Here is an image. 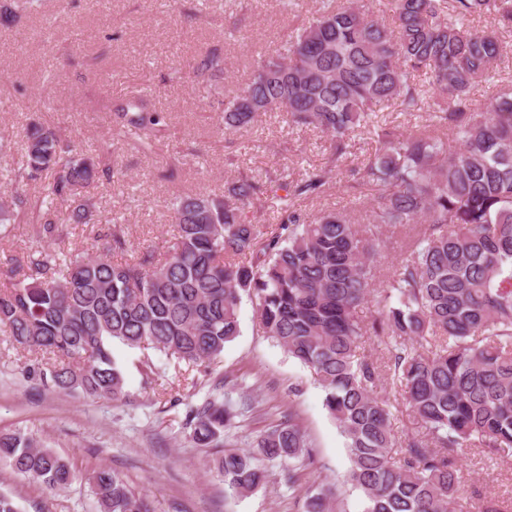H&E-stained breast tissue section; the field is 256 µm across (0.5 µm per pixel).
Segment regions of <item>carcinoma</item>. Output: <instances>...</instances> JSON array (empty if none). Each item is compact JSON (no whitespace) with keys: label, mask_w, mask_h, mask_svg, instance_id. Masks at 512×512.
Here are the masks:
<instances>
[{"label":"carcinoma","mask_w":512,"mask_h":512,"mask_svg":"<svg viewBox=\"0 0 512 512\" xmlns=\"http://www.w3.org/2000/svg\"><path fill=\"white\" fill-rule=\"evenodd\" d=\"M390 21L356 0H326L256 62L246 85L224 100V128L250 127L284 110L298 126L329 140L328 167L300 178L260 182L239 174L225 198L199 194L173 205L177 242L164 257L138 262L73 254H30L0 282V331L30 352L54 356L26 373L60 392L119 400L125 379L112 345L153 349L194 365L221 356L240 332L239 304L250 298L260 328L307 367L347 441L349 481L365 512H464L458 460L472 448L496 456L512 448V89L476 112L473 90L492 83L500 40L472 26L493 15L512 30V0H388ZM207 54L195 77L219 68ZM424 72L429 80L416 79ZM430 103L434 126L460 147L425 130L386 128L378 109L417 112ZM152 149L164 131L160 112L141 101L115 106ZM374 144L362 178L373 210L360 224L345 211L310 218L301 201L319 196L329 168L345 165L355 131ZM26 164L0 169V186L45 179L34 194L0 203L1 224H32L56 244L70 224L122 223L84 191L100 165L49 126L32 125ZM268 196L279 228L265 231L247 210ZM406 227L410 240L382 286L383 227ZM373 303L371 320L358 310ZM373 336L383 361L360 352ZM421 422L399 439L381 379ZM233 411L230 399L190 411L194 444L216 448ZM313 460L293 418L261 432L246 451H228L215 469L225 490L244 496L269 482L264 462L294 478ZM0 462L50 490L73 481L71 463L20 433H0ZM98 512H152L146 495L118 472L92 478Z\"/></svg>","instance_id":"cac0c4a2"}]
</instances>
